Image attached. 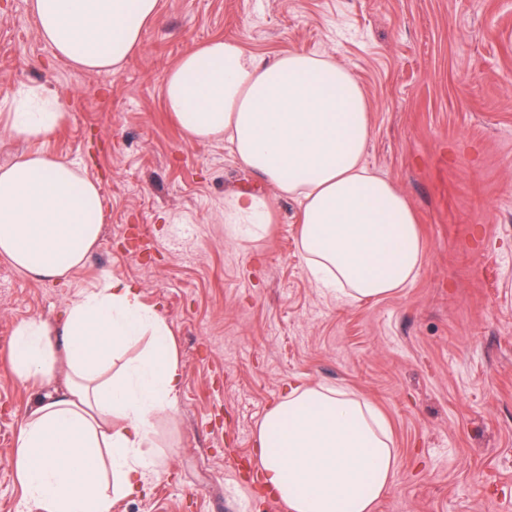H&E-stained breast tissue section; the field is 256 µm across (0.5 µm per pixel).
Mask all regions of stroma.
<instances>
[{
    "instance_id": "obj_1",
    "label": "stroma",
    "mask_w": 512,
    "mask_h": 512,
    "mask_svg": "<svg viewBox=\"0 0 512 512\" xmlns=\"http://www.w3.org/2000/svg\"><path fill=\"white\" fill-rule=\"evenodd\" d=\"M257 56L305 51L350 71L369 106L368 165L414 209L415 279L354 306L304 271L298 205L223 141H186L165 111L168 69L214 38ZM57 90L50 139L0 130V166L41 149L102 184L98 247L69 284L0 256V512H26L13 448L34 399L8 360L16 325L62 321L108 277L139 285L175 341L184 382L155 422L147 495L112 512H289L253 482L258 426L291 390L342 386L388 418L394 484L374 512H512V0H160L115 74L75 69L39 37L28 0H0V101ZM269 200L266 233L233 240L224 203Z\"/></svg>"
}]
</instances>
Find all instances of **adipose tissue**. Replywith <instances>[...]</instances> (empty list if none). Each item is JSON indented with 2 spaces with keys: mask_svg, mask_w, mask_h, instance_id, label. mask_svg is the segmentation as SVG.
I'll use <instances>...</instances> for the list:
<instances>
[{
  "mask_svg": "<svg viewBox=\"0 0 512 512\" xmlns=\"http://www.w3.org/2000/svg\"><path fill=\"white\" fill-rule=\"evenodd\" d=\"M55 56L90 73H118L159 13V0H30ZM163 104L192 142L227 140L237 159L300 206L308 278L347 305L405 287L425 259L415 215L392 181L369 169L368 102L357 79L303 51L257 59L239 40L187 51L163 78ZM70 117L45 87L14 102L12 138L39 141ZM269 202L224 205L229 238L263 234ZM102 185L74 164L30 151L0 168V255L35 280L61 281L98 245ZM150 345L121 370L112 363L138 337ZM166 320L137 285L104 281L80 293L62 325L20 322L10 346L19 381L37 395L14 460L32 512H112L113 494L139 496L158 465L145 450L155 420L183 383ZM257 459L266 488L289 512H373L397 457L387 420L343 388L292 390L264 415Z\"/></svg>",
  "mask_w": 512,
  "mask_h": 512,
  "instance_id": "1",
  "label": "adipose tissue"
}]
</instances>
